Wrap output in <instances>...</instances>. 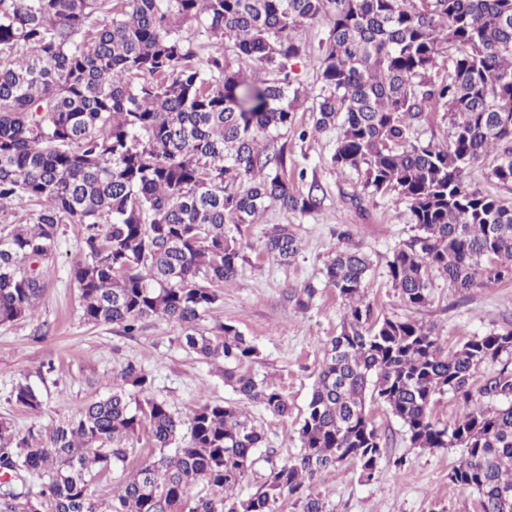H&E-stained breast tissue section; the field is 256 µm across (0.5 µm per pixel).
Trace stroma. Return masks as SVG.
Returning a JSON list of instances; mask_svg holds the SVG:
<instances>
[{"label": "stroma", "instance_id": "1", "mask_svg": "<svg viewBox=\"0 0 512 512\" xmlns=\"http://www.w3.org/2000/svg\"><path fill=\"white\" fill-rule=\"evenodd\" d=\"M293 75L307 90L295 124L271 132L266 141L284 149L286 175L296 191L307 192L316 183L324 199L311 213L271 203L259 223L242 225L238 275L220 288L218 304L201 323L209 332L222 323L234 325L258 351L245 372L278 389L291 408L288 417L279 418L261 404L249 405L264 442L239 486L244 496L261 489L274 467L301 451L298 429L323 346L339 332L347 313L344 301L324 282V264L332 251L351 249L369 258L364 295L375 319L412 317L434 327L443 349L512 329V280L485 282L461 295L435 272L425 307L413 310L403 303L388 276V262L416 232L411 214L396 195L365 190L364 173L332 164L337 133L315 131L312 114L323 86L321 71L301 60ZM279 225L288 226L300 242L298 255L287 264L266 250L270 232ZM77 250L71 226L61 225L57 251L43 265L46 288L34 318L0 325V419L24 432L69 417L105 395L114 374L130 362L152 377L153 396L167 401L173 411L183 414L206 402H238L222 371L183 347L182 330L175 323L153 317L136 336L123 335L115 326L85 323L80 290L69 275ZM308 284L317 293L303 310L295 293ZM20 381L41 393L40 414L13 402L12 389ZM367 410L387 446L373 478L347 463L313 484L327 512H478L477 494L461 490L449 478L461 449L413 447L403 423L385 406L371 403Z\"/></svg>", "mask_w": 512, "mask_h": 512}]
</instances>
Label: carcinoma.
<instances>
[{"mask_svg": "<svg viewBox=\"0 0 512 512\" xmlns=\"http://www.w3.org/2000/svg\"><path fill=\"white\" fill-rule=\"evenodd\" d=\"M194 20L264 72L230 70L219 46L198 58L182 34ZM323 21L319 53L300 26ZM315 57L323 87L317 131L337 130L332 164L364 170L365 187L394 194L417 234L388 273L412 309L430 299L437 271L459 291L512 279V202L484 194L466 171L493 156L491 174L512 190V0H0V210L35 206L26 224L0 230V324L31 317L43 295L41 266L62 224L77 230L70 276L82 317L135 335L143 320L178 324L183 345L210 363L241 400L286 417L277 389L238 372L256 348L231 324L209 336L200 322L243 260L228 224H254L266 204L293 212L321 205L297 193L283 150L260 138L295 123L301 90L293 62ZM448 62L440 80L430 73ZM448 112L446 145L412 141L433 106ZM266 249L290 262L299 241L272 231ZM368 258L342 250L326 285L348 304L303 417L301 454L263 488L233 494L263 431L233 405L206 402L187 417L148 397L152 379L133 363L103 397L71 417L21 435L0 420V512H276L288 495L302 512H327L314 481L353 462L374 477L385 442L366 402L386 406L417 448H460L449 475L478 494L480 512H512V371L477 385L479 366L512 354V330L444 350L433 327L373 319L364 300ZM471 405L449 425L433 420L434 396ZM15 403L42 410L29 383ZM145 431L152 460L128 468ZM45 476L36 496L25 478ZM118 478L106 507L92 481ZM201 484L206 493L191 494Z\"/></svg>", "mask_w": 512, "mask_h": 512, "instance_id": "obj_1", "label": "carcinoma"}]
</instances>
